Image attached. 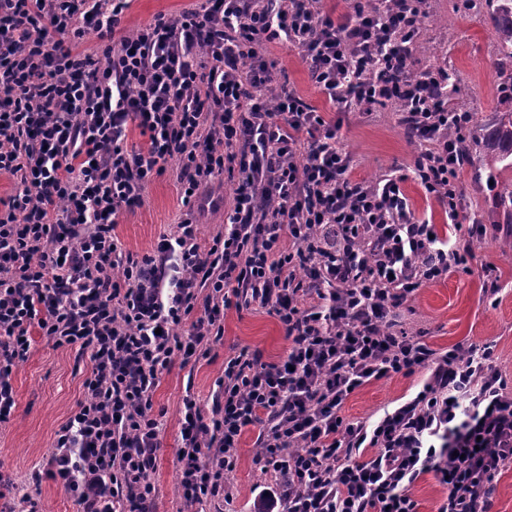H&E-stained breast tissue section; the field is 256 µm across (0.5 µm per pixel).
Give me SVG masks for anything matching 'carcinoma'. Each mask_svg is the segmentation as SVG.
Listing matches in <instances>:
<instances>
[{"mask_svg":"<svg viewBox=\"0 0 512 512\" xmlns=\"http://www.w3.org/2000/svg\"><path fill=\"white\" fill-rule=\"evenodd\" d=\"M456 9L489 16L500 80L497 122L483 133L477 134L471 127L460 134L463 162H477L489 169L498 186L499 214L503 223L512 224V178H503V173L512 171V0H458Z\"/></svg>","mask_w":512,"mask_h":512,"instance_id":"1","label":"carcinoma"}]
</instances>
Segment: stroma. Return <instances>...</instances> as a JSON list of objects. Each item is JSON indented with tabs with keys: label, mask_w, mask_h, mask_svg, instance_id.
I'll use <instances>...</instances> for the list:
<instances>
[{
	"label": "stroma",
	"mask_w": 512,
	"mask_h": 512,
	"mask_svg": "<svg viewBox=\"0 0 512 512\" xmlns=\"http://www.w3.org/2000/svg\"><path fill=\"white\" fill-rule=\"evenodd\" d=\"M429 2L438 18L426 25L423 36L438 54L420 56L417 67L454 72L452 104L470 110L480 127L489 128L496 120L492 25L482 16L454 14L456 0ZM198 5L199 0H132L122 26L133 29L157 14L177 15ZM448 15L455 18L450 27L441 22ZM269 53L303 101L318 111L330 112V104L294 52L275 44ZM400 119V113L390 105L370 115H343L341 143L354 158L353 180L371 181L394 170L406 175L417 147L407 140ZM404 189L416 213L429 220L440 237L458 238L460 227L475 221L485 225L486 233L471 239L474 258L468 269L419 288L398 310L397 324L439 353L460 343L494 341L499 367L512 376V234L503 231L492 208L494 188L476 178L471 169H464V206L453 225L444 208L416 181L407 178ZM182 210L176 175L165 172L147 186L139 206L121 215L115 234L127 252L143 256L169 232ZM244 347L261 361L274 362L285 354L288 341L274 315L253 305L232 306L224 312L222 339L212 345L206 357L187 364L174 362L161 375L153 394V411L160 416L154 512H256L257 495L273 485V477L256 462L259 430L250 427L241 436L235 467L226 476L225 489L231 493L232 503L216 497L187 507L176 491L183 401L192 398L203 413H210L225 360ZM90 371L88 355L78 348L58 347L42 336L34 338L13 374L14 415L9 423L0 425V476L7 482L0 497V512H77L74 500L45 476L44 464L56 431L84 398V382ZM420 380L417 374H396L372 382L351 394L340 414L348 422L376 420L384 411L411 400L421 387Z\"/></svg>",
	"instance_id": "35a3bbf8"
}]
</instances>
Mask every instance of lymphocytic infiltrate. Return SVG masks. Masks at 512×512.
<instances>
[{
    "mask_svg": "<svg viewBox=\"0 0 512 512\" xmlns=\"http://www.w3.org/2000/svg\"><path fill=\"white\" fill-rule=\"evenodd\" d=\"M129 0H0V424L34 335L88 353L85 398L60 427L47 471L82 512H150L159 423L152 398L174 358L206 356L232 298L275 315L289 341L266 363H224L221 404L186 399L177 451L185 505L222 496L245 428L275 476L264 502L282 512H417L427 473L437 512H493L512 465V380L494 342L435 354L391 318L418 288L468 264L411 207L402 177L351 181V156L328 121L278 83L269 44L295 51L342 112L389 97L409 111L414 179L456 219L462 145L449 124L445 69L418 71L428 0H205L134 33ZM98 54L80 51L85 33ZM145 140L128 142L131 128ZM305 163H298V156ZM179 158L186 206L152 253L134 259L120 216ZM226 175L225 227L202 246L192 212ZM424 374L416 397L375 422L343 402L395 374ZM411 495L418 502L419 512H435L445 494L433 474L429 473L412 487Z\"/></svg>",
    "mask_w": 512,
    "mask_h": 512,
    "instance_id": "lymphocytic-infiltrate-1",
    "label": "lymphocytic infiltrate"
}]
</instances>
